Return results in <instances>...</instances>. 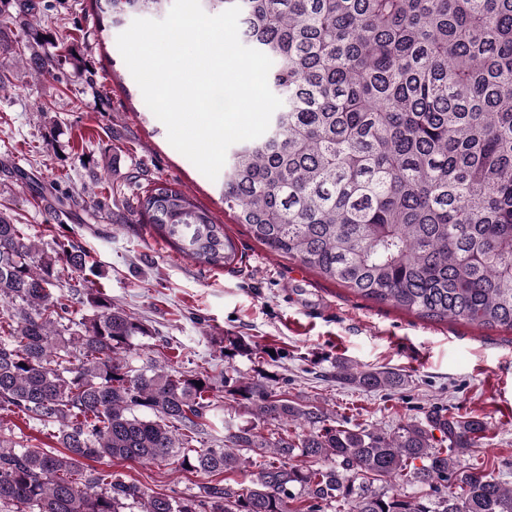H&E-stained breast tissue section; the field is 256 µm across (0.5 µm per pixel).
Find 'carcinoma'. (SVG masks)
I'll use <instances>...</instances> for the list:
<instances>
[{"label":"carcinoma","mask_w":512,"mask_h":512,"mask_svg":"<svg viewBox=\"0 0 512 512\" xmlns=\"http://www.w3.org/2000/svg\"><path fill=\"white\" fill-rule=\"evenodd\" d=\"M168 2L91 0L114 30ZM235 3L239 38L271 58L282 100L264 135L227 153L220 196L235 223L364 298L512 331V0H200L209 15ZM32 10L0 0V53L50 74L73 48L25 22ZM131 213L201 265L236 260L224 225L167 181L153 180ZM62 266L74 284L58 292ZM99 277L74 240L44 252L0 210V410L56 429L65 448L0 435V512H512V485L448 455L482 436L483 418L432 413L394 433L328 426L272 377L136 367L133 340L152 332ZM75 304L90 311L78 322L67 319ZM224 342L231 358L257 354L243 336ZM336 381L376 390L405 376L338 363ZM220 392L273 425L269 436L228 426L222 445L193 447ZM291 421L303 429L288 433ZM263 448L269 458L250 460ZM97 458H174L209 482L196 495L149 494L81 470ZM246 464L248 485L225 483ZM397 480L420 491L388 487Z\"/></svg>","instance_id":"cac0c4a2"}]
</instances>
